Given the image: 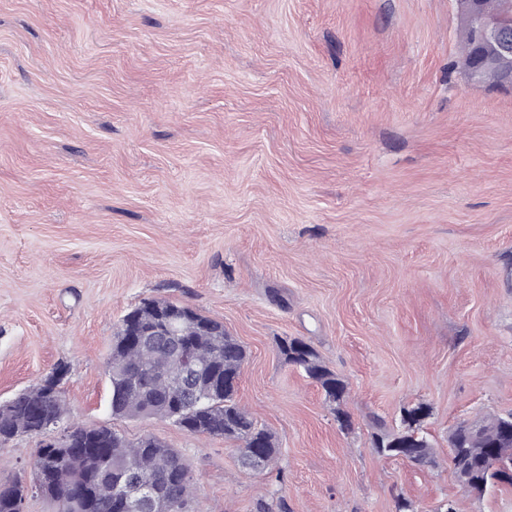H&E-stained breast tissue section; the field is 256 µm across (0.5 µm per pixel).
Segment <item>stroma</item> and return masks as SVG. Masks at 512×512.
Returning a JSON list of instances; mask_svg holds the SVG:
<instances>
[{
	"label": "stroma",
	"instance_id": "stroma-1",
	"mask_svg": "<svg viewBox=\"0 0 512 512\" xmlns=\"http://www.w3.org/2000/svg\"><path fill=\"white\" fill-rule=\"evenodd\" d=\"M458 27L452 0H0V402L67 364L72 422L181 450L200 512H512L448 464L449 426L512 412V92L468 80ZM150 299L245 345L280 478L113 420L112 337ZM285 337L345 378L349 428ZM418 402L434 470L370 443Z\"/></svg>",
	"mask_w": 512,
	"mask_h": 512
}]
</instances>
